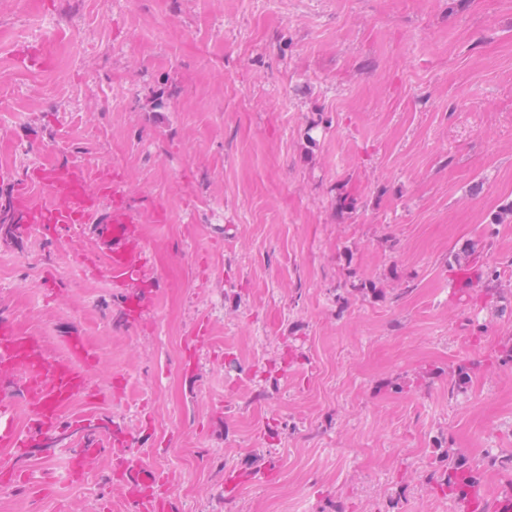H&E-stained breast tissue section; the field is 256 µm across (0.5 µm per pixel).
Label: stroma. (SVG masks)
<instances>
[{
  "label": "stroma",
  "instance_id": "1",
  "mask_svg": "<svg viewBox=\"0 0 512 512\" xmlns=\"http://www.w3.org/2000/svg\"><path fill=\"white\" fill-rule=\"evenodd\" d=\"M55 31L50 66H16ZM74 159L166 209L156 309L129 323L89 232L0 237V318L54 354L84 337L123 382L0 453L55 483L0 512H129L124 451L173 474L179 512H459L430 483L447 449L489 506L512 497V0H0V224L18 187L44 202L33 166ZM467 251L501 268L470 307Z\"/></svg>",
  "mask_w": 512,
  "mask_h": 512
}]
</instances>
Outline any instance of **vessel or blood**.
<instances>
[{"label": "vessel or blood", "mask_w": 512, "mask_h": 512, "mask_svg": "<svg viewBox=\"0 0 512 512\" xmlns=\"http://www.w3.org/2000/svg\"><path fill=\"white\" fill-rule=\"evenodd\" d=\"M29 180L47 200L34 206L27 194H20L14 206L20 222L55 236L94 226L96 245L84 261L86 271L105 275L124 293L132 320L150 314V296L136 290L152 279L156 255L143 231L146 215L131 204L126 182L107 166L77 159L33 167ZM97 359V352L77 336L70 339L67 355L51 356L39 336L1 319L0 450L23 453L32 437L59 431L77 399H100L92 375ZM20 407L29 416L24 430L16 422ZM114 479L128 488L133 512H173L167 493L171 475L128 459Z\"/></svg>", "instance_id": "vessel-or-blood-1"}]
</instances>
